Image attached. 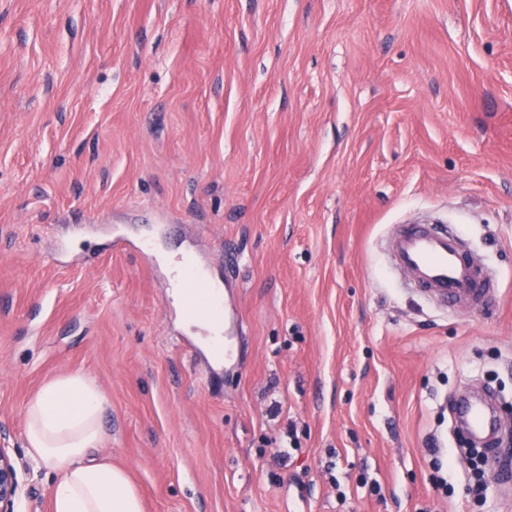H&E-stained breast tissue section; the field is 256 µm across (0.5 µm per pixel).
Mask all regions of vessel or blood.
<instances>
[{"label": "vessel or blood", "mask_w": 512, "mask_h": 512, "mask_svg": "<svg viewBox=\"0 0 512 512\" xmlns=\"http://www.w3.org/2000/svg\"><path fill=\"white\" fill-rule=\"evenodd\" d=\"M389 255L391 270L407 274L411 286L428 301L487 310L497 302L494 275L473 259L461 234L450 225H399L389 242ZM453 414L472 439L492 445L497 419L486 399L458 401Z\"/></svg>", "instance_id": "1"}]
</instances>
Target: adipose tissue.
I'll return each instance as SVG.
<instances>
[{
  "label": "adipose tissue",
  "mask_w": 512,
  "mask_h": 512,
  "mask_svg": "<svg viewBox=\"0 0 512 512\" xmlns=\"http://www.w3.org/2000/svg\"><path fill=\"white\" fill-rule=\"evenodd\" d=\"M106 404L81 373L47 379L26 402V447L54 476L53 512H143L127 473L96 454Z\"/></svg>",
  "instance_id": "adipose-tissue-1"
}]
</instances>
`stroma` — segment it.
I'll list each match as a JSON object with an SVG mask.
<instances>
[{"label":"stroma","instance_id":"obj_1","mask_svg":"<svg viewBox=\"0 0 512 512\" xmlns=\"http://www.w3.org/2000/svg\"><path fill=\"white\" fill-rule=\"evenodd\" d=\"M416 220L455 226L493 310L390 273ZM180 252L224 287L236 367L173 298ZM74 372L145 512H512V0H0L18 512H52L25 402ZM477 388L504 422L480 503L448 407Z\"/></svg>","mask_w":512,"mask_h":512}]
</instances>
